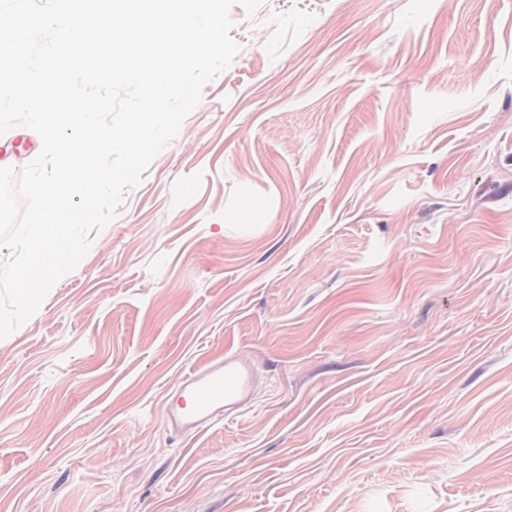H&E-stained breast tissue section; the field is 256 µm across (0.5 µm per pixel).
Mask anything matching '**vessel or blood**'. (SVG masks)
Instances as JSON below:
<instances>
[{
	"mask_svg": "<svg viewBox=\"0 0 512 512\" xmlns=\"http://www.w3.org/2000/svg\"><path fill=\"white\" fill-rule=\"evenodd\" d=\"M255 387L252 364L239 354L224 357L186 373L167 396L168 429L176 435L202 429L248 405Z\"/></svg>",
	"mask_w": 512,
	"mask_h": 512,
	"instance_id": "obj_1",
	"label": "vessel or blood"
}]
</instances>
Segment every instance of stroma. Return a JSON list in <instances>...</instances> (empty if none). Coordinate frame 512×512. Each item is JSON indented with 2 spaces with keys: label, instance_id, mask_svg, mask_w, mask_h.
I'll list each match as a JSON object with an SVG mask.
<instances>
[{
  "label": "stroma",
  "instance_id": "stroma-1",
  "mask_svg": "<svg viewBox=\"0 0 512 512\" xmlns=\"http://www.w3.org/2000/svg\"><path fill=\"white\" fill-rule=\"evenodd\" d=\"M229 15V67L0 339V512H512V0ZM227 350L254 402L172 434Z\"/></svg>",
  "mask_w": 512,
  "mask_h": 512
}]
</instances>
